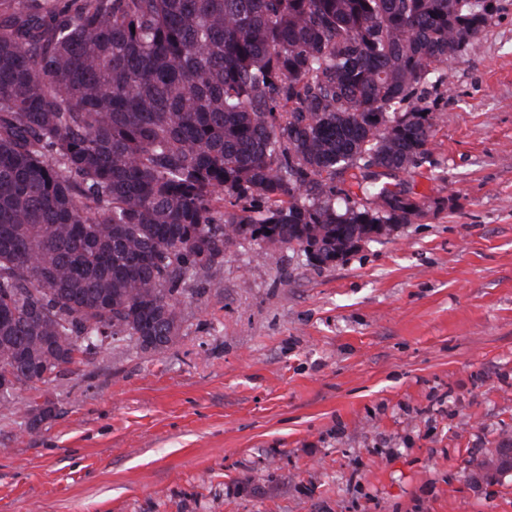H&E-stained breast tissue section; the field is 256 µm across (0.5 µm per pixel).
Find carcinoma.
Masks as SVG:
<instances>
[{
    "label": "carcinoma",
    "mask_w": 512,
    "mask_h": 512,
    "mask_svg": "<svg viewBox=\"0 0 512 512\" xmlns=\"http://www.w3.org/2000/svg\"><path fill=\"white\" fill-rule=\"evenodd\" d=\"M489 0H0V372L179 336L240 241L350 253L427 205L442 66ZM50 373L33 379V368ZM501 441L477 469L495 466Z\"/></svg>",
    "instance_id": "cac0c4a2"
}]
</instances>
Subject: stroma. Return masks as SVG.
<instances>
[{
  "label": "stroma",
  "mask_w": 512,
  "mask_h": 512,
  "mask_svg": "<svg viewBox=\"0 0 512 512\" xmlns=\"http://www.w3.org/2000/svg\"><path fill=\"white\" fill-rule=\"evenodd\" d=\"M447 66L429 207L335 265L254 242L167 349L125 343L0 414V512H512V0ZM52 405L35 420L30 403ZM504 449L512 450L511 438L501 441L498 444L497 448H493L492 450H490L481 460L477 461L476 463H474V461H469L468 462L469 465L470 466L472 465L474 468L472 470L471 474L473 476H478L477 469L478 468L482 469L489 465H494L496 471H498V472L511 471L512 470L511 461H510V463L508 461H507V463L499 462L500 461L499 456L502 455Z\"/></svg>",
  "instance_id": "obj_1"
}]
</instances>
